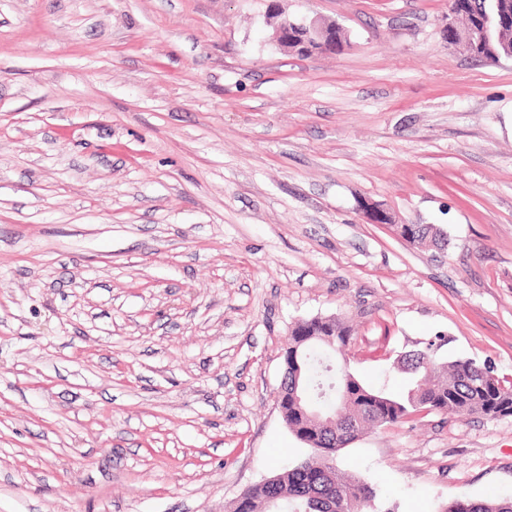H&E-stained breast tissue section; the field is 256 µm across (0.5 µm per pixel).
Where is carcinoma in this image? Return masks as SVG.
<instances>
[{
    "instance_id": "1",
    "label": "carcinoma",
    "mask_w": 512,
    "mask_h": 512,
    "mask_svg": "<svg viewBox=\"0 0 512 512\" xmlns=\"http://www.w3.org/2000/svg\"><path fill=\"white\" fill-rule=\"evenodd\" d=\"M477 11L507 10L509 24L501 39L512 46V0H465ZM409 243L440 244L431 224L420 225ZM352 339L341 318L316 316L291 329L283 349L280 408L290 431L312 450V457L273 474L241 493L235 512H337L348 501L364 512L375 491L360 478L342 479L329 468L336 452L369 427L407 422L423 411L512 415V382L473 361L436 362L418 352L403 358L411 380L406 395L392 398L342 367L336 348ZM336 413V421L324 418ZM441 512H512V498L454 500Z\"/></svg>"
}]
</instances>
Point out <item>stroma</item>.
I'll list each match as a JSON object with an SVG mask.
<instances>
[{"mask_svg":"<svg viewBox=\"0 0 512 512\" xmlns=\"http://www.w3.org/2000/svg\"><path fill=\"white\" fill-rule=\"evenodd\" d=\"M0 0V512H227L307 453L278 407L301 319L512 379V60L448 0ZM444 249L363 223L360 200ZM367 512L512 497V416L430 412L339 451ZM489 18L478 13L473 14L466 31L462 37V47L459 50L467 53L469 56L472 50L482 45L488 38ZM343 29L339 24L329 26L318 17L293 19L290 25L279 24L273 29L272 39L285 53L294 55H307L316 52L332 53L340 51L348 39L344 31L340 32L337 48L332 35L336 28Z\"/></svg>","mask_w":512,"mask_h":512,"instance_id":"35a3bbf8","label":"stroma"}]
</instances>
